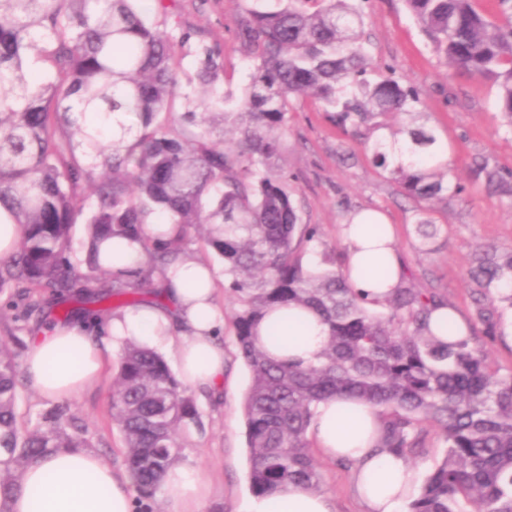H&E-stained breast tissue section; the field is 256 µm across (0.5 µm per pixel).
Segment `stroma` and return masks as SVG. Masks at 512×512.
Here are the masks:
<instances>
[{
    "label": "stroma",
    "instance_id": "obj_1",
    "mask_svg": "<svg viewBox=\"0 0 512 512\" xmlns=\"http://www.w3.org/2000/svg\"><path fill=\"white\" fill-rule=\"evenodd\" d=\"M180 22L193 38L224 51V91L239 92L246 65L238 51L236 19L242 0H179ZM365 37L375 65L391 68L416 87L426 103L429 123L466 192L449 204L429 203L432 219L441 227L434 252L421 249L416 234L417 203L400 196L397 184L380 175L365 156L359 138L338 131L324 118L312 98L293 101L285 147L278 165L299 206L302 223L318 225L328 249L343 253L339 224L365 208L384 212L394 224L401 260L414 287L435 288L465 319H472L474 283L468 277L480 246L493 242L512 246V202L499 198L477 180L474 161L512 170V136L505 135L495 91L480 78L446 68L406 9L404 0H367ZM224 308V384L218 399L197 397L201 430H189L180 454L182 462L199 467L213 486L209 512H244L251 495L242 410L249 373L238 355L233 336L236 304L221 294ZM115 362H108L100 379L67 399L70 411L87 426L98 454L123 466L121 436L110 415ZM336 512H363L351 490V473L323 454L315 456Z\"/></svg>",
    "mask_w": 512,
    "mask_h": 512
}]
</instances>
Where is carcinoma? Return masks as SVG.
Returning a JSON list of instances; mask_svg holds the SVG:
<instances>
[{"instance_id": "carcinoma-1", "label": "carcinoma", "mask_w": 512, "mask_h": 512, "mask_svg": "<svg viewBox=\"0 0 512 512\" xmlns=\"http://www.w3.org/2000/svg\"><path fill=\"white\" fill-rule=\"evenodd\" d=\"M176 0H0V206L21 227L17 252L0 260V293L49 290L58 320L96 321L158 299L157 276L191 254L206 229L224 263V290L239 304L234 336L250 374L243 396L249 488L270 497L292 484L322 490L310 426L318 404L351 398L380 410V447L405 460L425 453L422 419L447 450L408 512H512V370L488 362L474 330L457 341L429 331L445 305L435 291L399 286L381 303L344 281L337 254L299 208L274 159L294 98H314L344 134L364 139L370 163L417 202L458 198L462 185L439 161L419 91L391 70L367 78L366 0H249L236 20L250 80L224 93L223 50L196 44L194 77L182 82L191 32L150 20ZM444 64L492 84L512 134V0H405ZM184 125L175 124V103ZM132 117L103 141L112 113ZM476 177L512 200V171L475 165ZM94 185L85 209L82 191ZM176 225L149 237L153 216ZM88 224L85 271L69 255L71 229ZM416 233L426 251L439 236L428 210ZM127 239L147 257L131 279L109 275L98 244ZM320 252L306 265L308 252ZM475 315L488 336L512 308V247L474 255ZM301 306L327 327L315 361H282L259 344L257 328L278 307ZM17 354L0 342V501L28 462L58 448H91L82 422L63 405L30 425L18 409ZM112 421L141 497H153L182 448V428L201 427L193 398L165 359L123 345L112 391Z\"/></svg>"}]
</instances>
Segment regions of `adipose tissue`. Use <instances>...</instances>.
I'll use <instances>...</instances> for the list:
<instances>
[{
    "mask_svg": "<svg viewBox=\"0 0 512 512\" xmlns=\"http://www.w3.org/2000/svg\"><path fill=\"white\" fill-rule=\"evenodd\" d=\"M345 245L341 271L368 304L390 296L400 284L395 229L382 212L365 209L340 225ZM385 276H377L378 267ZM163 301L130 307L105 320L104 340L82 319L51 325L33 339L23 362L28 387L49 399L76 396L95 383L114 349L128 341L172 352L186 387L209 392L224 382V347L216 339L224 313L214 266L185 257L162 273ZM287 329L282 344L268 336L270 324ZM261 344L275 358L315 359L327 331L303 308L278 309L258 327ZM382 420L375 408L328 400L318 405L311 428L317 448L353 464V489L366 512H405L421 483L419 470L379 448ZM129 471L88 448H61L42 455L21 472L7 512H136ZM167 512H204L211 484L194 466H172L162 481ZM245 512H335L323 492L284 486L274 497L252 498Z\"/></svg>",
    "mask_w": 512,
    "mask_h": 512,
    "instance_id": "1",
    "label": "adipose tissue"
}]
</instances>
